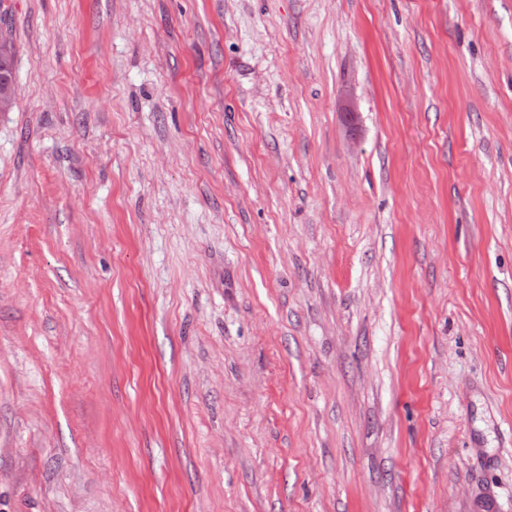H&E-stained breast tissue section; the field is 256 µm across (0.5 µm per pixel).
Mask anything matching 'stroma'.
<instances>
[{"mask_svg":"<svg viewBox=\"0 0 512 512\" xmlns=\"http://www.w3.org/2000/svg\"><path fill=\"white\" fill-rule=\"evenodd\" d=\"M0 37V512H512V0Z\"/></svg>","mask_w":512,"mask_h":512,"instance_id":"obj_1","label":"stroma"}]
</instances>
